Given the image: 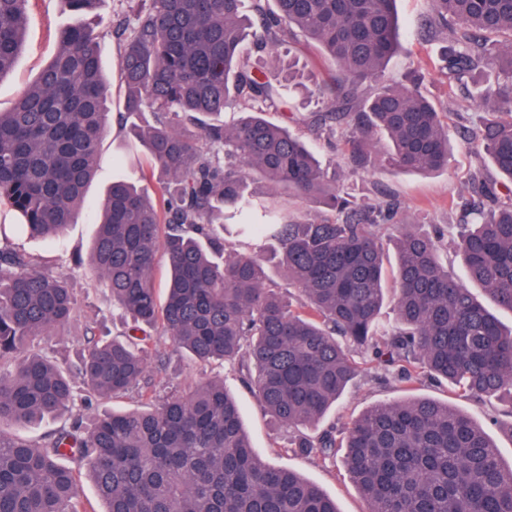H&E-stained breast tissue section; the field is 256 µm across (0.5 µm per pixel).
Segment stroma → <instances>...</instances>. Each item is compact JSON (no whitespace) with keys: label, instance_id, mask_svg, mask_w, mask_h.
<instances>
[{"label":"stroma","instance_id":"obj_1","mask_svg":"<svg viewBox=\"0 0 512 512\" xmlns=\"http://www.w3.org/2000/svg\"><path fill=\"white\" fill-rule=\"evenodd\" d=\"M400 25V47L382 76L389 83L409 69L424 74L428 95L448 115V133L453 150L444 169L422 175L401 172L383 161H376L367 170L352 171L343 152L332 151L325 138L306 126L315 112H323L328 103L322 97L320 85L330 82L337 67L328 57L301 40L282 39L276 55L250 53L248 61L262 79L272 83L280 96L279 111H267L266 119L288 126L300 133L317 152L323 166L336 174V182L364 210L376 208L386 197H395L404 217L426 228L443 224L449 237L441 250L443 263L456 276H463L457 253L455 235L458 225L469 222L464 203L470 195L469 177L480 165L463 129L478 123L481 113L471 96L463 90H449L439 71L443 37H431L421 29L422 20L431 11L430 0H396ZM74 16L64 0H33L27 32V46L15 69L0 80V108L8 109L26 84L33 81L57 50L56 34ZM150 163L139 148H133L123 128H110L100 145V164L94 181L88 188L87 202L76 224L71 225L57 242L26 239L24 247L44 268L67 272L77 314L69 323L57 327L50 335L37 340L36 348L51 352L59 362L68 366L79 363L87 348V331L100 336H120L126 330V319L112 307V298L88 268L72 269L74 256L88 255L96 232V207L113 177L121 176L139 182L150 175ZM157 350L166 361V368L154 378L153 393L158 397L185 395L203 379L223 376L225 386L236 396L255 452L269 465L300 472L325 493L335 498L339 512H366L367 502L351 482L342 456L334 460L295 455L286 448L287 434L279 430L265 415L253 395L238 382L234 372L220 362L197 363L177 349L170 341L161 340ZM407 396L446 401L468 414L481 425L498 446L504 462H512V431L506 425H493L495 405L457 396L447 384L425 381L406 385L382 367L363 363L358 377L326 415V422L349 423L370 406Z\"/></svg>","mask_w":512,"mask_h":512}]
</instances>
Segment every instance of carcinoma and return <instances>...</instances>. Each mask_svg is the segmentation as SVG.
Wrapping results in <instances>:
<instances>
[{"mask_svg": "<svg viewBox=\"0 0 512 512\" xmlns=\"http://www.w3.org/2000/svg\"><path fill=\"white\" fill-rule=\"evenodd\" d=\"M423 21L446 36L448 92L490 65L483 112L470 131L476 155L506 178L470 175L479 202L458 235L469 278L512 312V0H432ZM30 0H0V80L25 45ZM140 0L118 24L122 36L119 120L150 114L135 130L162 176L154 191L124 178L107 190L89 266L132 320L123 340L89 339L71 375L34 341L67 323L74 297L65 272H48L19 236L55 241L85 206L111 114L101 37L85 24L58 32V49L12 107L0 111V425L68 415L32 443L0 434V512H86L80 469L103 512H339L336 500L254 452L224 380L186 396L128 412L98 405L152 387L161 330L199 363L237 369L241 384L288 449L344 463L368 512H512V465L489 434L457 408L406 398L366 409L341 428L308 426L355 380L360 361L401 382H446L472 400L509 395L496 413L512 419V329L448 273L440 245L448 229L398 217L389 201L363 211L336 186L313 149L263 108L231 124L237 106L274 103V91L244 62L242 44L269 52L280 37L302 36L336 62L321 88L330 107L311 116L318 133L340 137L357 167L371 163L374 137L390 143L385 161L429 174L448 165V123L407 77L368 98L358 84L379 77L398 44L394 0ZM280 194L316 202L334 219L224 225V210L251 207L249 178ZM396 227L395 288L384 287V238ZM268 237L286 293L267 282L265 262L225 235ZM164 258L169 280L159 300L153 279ZM391 301L396 325L380 312Z\"/></svg>", "mask_w": 512, "mask_h": 512, "instance_id": "carcinoma-1", "label": "carcinoma"}]
</instances>
